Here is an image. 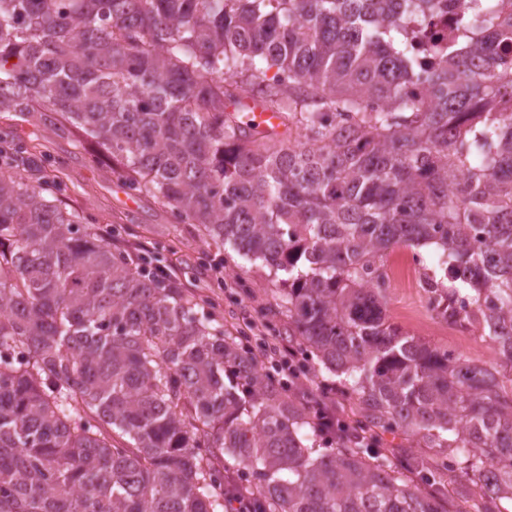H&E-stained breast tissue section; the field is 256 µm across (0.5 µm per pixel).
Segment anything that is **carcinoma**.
<instances>
[{"mask_svg": "<svg viewBox=\"0 0 512 512\" xmlns=\"http://www.w3.org/2000/svg\"><path fill=\"white\" fill-rule=\"evenodd\" d=\"M440 9L0 0V112L81 129L177 223L283 274L288 325L364 412L353 431L442 455L410 458L413 481L361 444L312 456L313 409L0 137V512H227L241 485L256 512H446L450 468L512 503V0H458L454 49ZM425 245L432 309L479 324L497 362L389 323L382 258Z\"/></svg>", "mask_w": 512, "mask_h": 512, "instance_id": "carcinoma-1", "label": "carcinoma"}]
</instances>
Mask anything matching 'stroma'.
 <instances>
[{
	"label": "stroma",
	"mask_w": 512,
	"mask_h": 512,
	"mask_svg": "<svg viewBox=\"0 0 512 512\" xmlns=\"http://www.w3.org/2000/svg\"><path fill=\"white\" fill-rule=\"evenodd\" d=\"M0 133L18 145H37L36 160L58 164L62 207L75 215L91 216L100 227L117 228L112 243L120 249L158 251L161 264L214 313L227 334L236 336L248 322L266 327L268 335L298 346L289 335L288 320L277 306L279 285L268 269L232 252L207 245L203 232L175 223L168 206L129 190L112 172L109 160L92 162L87 149L72 139L21 121L14 113L0 114ZM410 249L397 246L383 259L388 287L383 303L390 323L403 333L464 358L492 363L493 343L481 332L451 324L432 310L423 286L424 272L433 270L430 253L410 266Z\"/></svg>",
	"instance_id": "obj_1"
}]
</instances>
